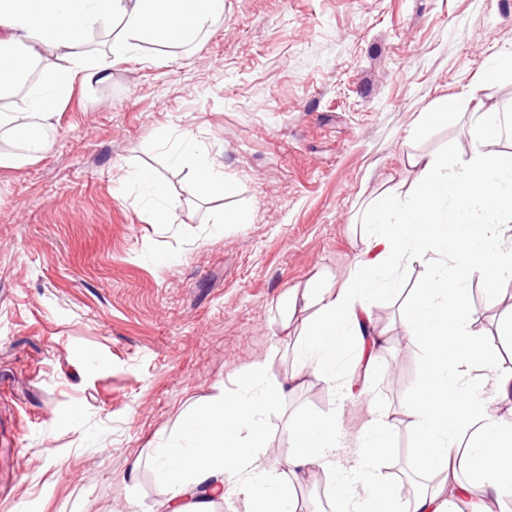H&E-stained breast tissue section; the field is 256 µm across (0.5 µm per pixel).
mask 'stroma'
Here are the masks:
<instances>
[{"mask_svg": "<svg viewBox=\"0 0 512 512\" xmlns=\"http://www.w3.org/2000/svg\"><path fill=\"white\" fill-rule=\"evenodd\" d=\"M119 27L86 31L81 50L107 77L73 82L43 158L0 168V497L10 512H158L154 448L258 362L280 390L268 470L292 453L294 415L342 409L352 435L374 402L395 424L388 469L418 484L404 413L426 351L398 311L426 268L395 264L396 300L369 304L385 350L367 370L348 348L341 388L299 373L314 312L298 300L313 278L354 274L364 206L419 188L411 156L467 159L474 99L512 123V72L485 78L512 53V0H224L200 43L141 42L116 62ZM446 97L455 111L423 122ZM186 136L231 193L174 161ZM164 200L174 220L158 224ZM469 293L471 330L496 349L490 310L512 281ZM330 484L302 475V512H333Z\"/></svg>", "mask_w": 512, "mask_h": 512, "instance_id": "1", "label": "stroma"}]
</instances>
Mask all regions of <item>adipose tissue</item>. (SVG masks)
Returning <instances> with one entry per match:
<instances>
[{
  "mask_svg": "<svg viewBox=\"0 0 512 512\" xmlns=\"http://www.w3.org/2000/svg\"><path fill=\"white\" fill-rule=\"evenodd\" d=\"M224 15V0H0V98L26 87L21 107L0 109V136L19 152L0 153V166L15 169L39 159L70 81L94 83L106 67L79 48L86 30L121 18L127 33L113 38L110 53L131 56L136 40L180 47L199 42ZM74 48L72 65L50 68L25 85L35 47ZM495 112L481 110L475 146L467 160L419 156V193L400 205L392 188L363 212L368 228L356 275L339 288L313 282L302 295L314 309L295 355L302 374L341 385L340 360L359 341L361 364H377L382 336L365 337L362 301L396 299L391 265L421 262L428 274L399 311L407 335L428 351L424 380L405 409L419 446L418 471L427 487L401 496L400 479L381 472L394 424L372 409L354 440L356 456L341 468L337 448L347 435L335 410L293 418L295 452L279 474L266 471L264 415L276 391L258 388L264 364H254L233 395L216 394L205 411L184 420V440L155 449L158 472L168 487L161 512H187L197 496L223 500L227 489L241 499V512H296L290 489L300 473L316 466L335 482L331 496L338 512H477L472 498L500 499L512 489V420L499 407L512 404V367L469 334L473 312L468 285L481 279L495 287L512 277V155L493 152L500 138Z\"/></svg>",
  "mask_w": 512,
  "mask_h": 512,
  "instance_id": "adipose-tissue-1",
  "label": "adipose tissue"
}]
</instances>
